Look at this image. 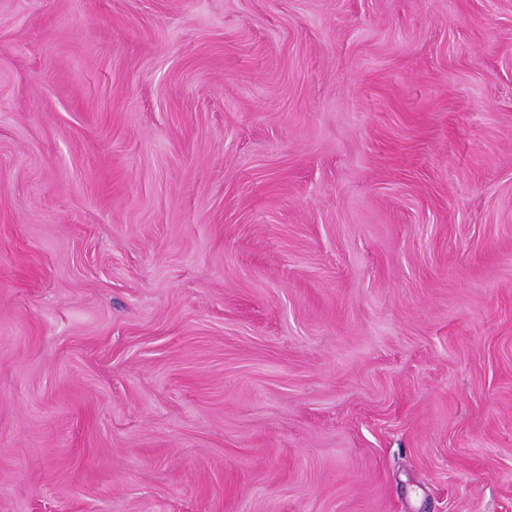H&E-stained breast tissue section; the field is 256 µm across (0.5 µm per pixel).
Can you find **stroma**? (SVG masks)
<instances>
[{
	"instance_id": "stroma-1",
	"label": "stroma",
	"mask_w": 512,
	"mask_h": 512,
	"mask_svg": "<svg viewBox=\"0 0 512 512\" xmlns=\"http://www.w3.org/2000/svg\"><path fill=\"white\" fill-rule=\"evenodd\" d=\"M0 512H512V0H0Z\"/></svg>"
}]
</instances>
